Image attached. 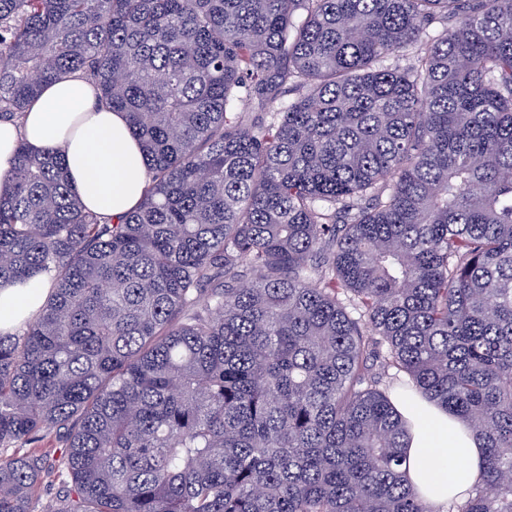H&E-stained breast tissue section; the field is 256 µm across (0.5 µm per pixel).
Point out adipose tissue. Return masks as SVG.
I'll return each instance as SVG.
<instances>
[{"label":"adipose tissue","instance_id":"1","mask_svg":"<svg viewBox=\"0 0 512 512\" xmlns=\"http://www.w3.org/2000/svg\"><path fill=\"white\" fill-rule=\"evenodd\" d=\"M62 152L82 205L120 219L142 199L147 172L124 113L99 106L93 85L66 76L45 87L18 121L0 120V193L10 190L11 162L20 146ZM48 293L31 280L25 287L0 288V330L10 331L36 313ZM399 411L411 422L406 476L420 496L438 505L465 497L483 462L472 429L419 397H401ZM453 455L456 466L441 461Z\"/></svg>","mask_w":512,"mask_h":512}]
</instances>
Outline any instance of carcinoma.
I'll return each mask as SVG.
<instances>
[{"instance_id": "1", "label": "carcinoma", "mask_w": 512, "mask_h": 512, "mask_svg": "<svg viewBox=\"0 0 512 512\" xmlns=\"http://www.w3.org/2000/svg\"><path fill=\"white\" fill-rule=\"evenodd\" d=\"M68 75L147 183L114 224L13 159L0 286L49 291L0 331V512H441L398 392L484 450L446 512H512V0H0V118ZM61 489V484L55 476L45 477L35 493L33 512H47L51 501L61 494Z\"/></svg>"}]
</instances>
